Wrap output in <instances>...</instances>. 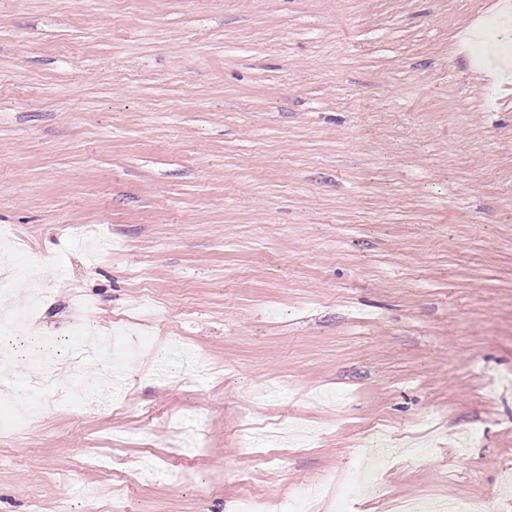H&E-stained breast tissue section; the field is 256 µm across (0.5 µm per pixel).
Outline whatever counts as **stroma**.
Masks as SVG:
<instances>
[{"instance_id": "35a3bbf8", "label": "stroma", "mask_w": 512, "mask_h": 512, "mask_svg": "<svg viewBox=\"0 0 512 512\" xmlns=\"http://www.w3.org/2000/svg\"><path fill=\"white\" fill-rule=\"evenodd\" d=\"M502 9L0 0V250L58 270L10 294L37 288L56 348L39 420L0 434V512H228L246 490L294 512L291 488L376 461L378 487L313 512H512V58L479 66L473 41ZM78 292L95 333L134 321L161 353L74 400ZM245 426L320 437L270 452Z\"/></svg>"}]
</instances>
